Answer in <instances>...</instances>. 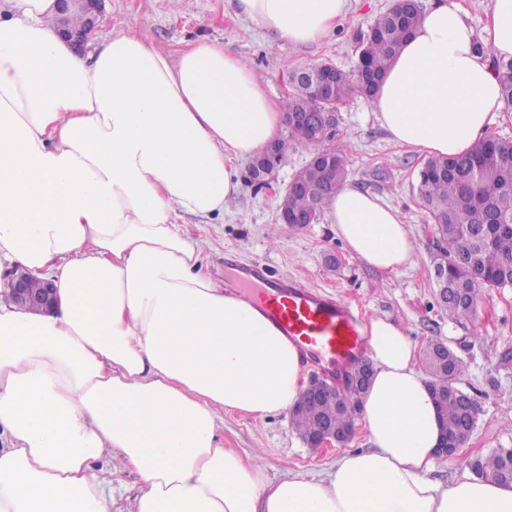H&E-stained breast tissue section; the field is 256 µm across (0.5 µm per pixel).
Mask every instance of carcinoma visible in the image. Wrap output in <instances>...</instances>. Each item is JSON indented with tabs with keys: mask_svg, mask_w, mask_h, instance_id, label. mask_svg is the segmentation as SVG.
Returning <instances> with one entry per match:
<instances>
[{
	"mask_svg": "<svg viewBox=\"0 0 512 512\" xmlns=\"http://www.w3.org/2000/svg\"><path fill=\"white\" fill-rule=\"evenodd\" d=\"M420 13L418 0H397L381 16L380 30L362 42L357 70L369 78L367 88L357 75L338 69L333 96L321 98L311 82L304 80L316 72L317 65L291 72L293 89L284 99L287 117L299 112H336L354 93L375 95ZM493 66L501 94L512 105V60H495ZM348 166L346 150L337 141L315 152L291 180L292 214L297 218L322 214L333 195V184L344 181ZM417 188L432 223L444 229L439 254L448 262L447 288L478 291L512 287V140L491 137L476 142L465 154L428 159L419 171ZM439 345V340L428 341L422 362L432 400L448 432L451 456L470 437L480 410L475 402L467 405L470 395L458 387L465 369L463 360L451 350L445 358L435 354L433 348ZM291 422L313 449L315 433L322 425L336 427V433L347 440L352 415L338 397L303 394L292 409ZM474 472L479 478L511 486L512 450L493 449L476 461Z\"/></svg>",
	"mask_w": 512,
	"mask_h": 512,
	"instance_id": "cac0c4a2",
	"label": "carcinoma"
}]
</instances>
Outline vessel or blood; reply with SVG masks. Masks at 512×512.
<instances>
[{
    "label": "vessel or blood",
    "instance_id": "vessel-or-blood-1",
    "mask_svg": "<svg viewBox=\"0 0 512 512\" xmlns=\"http://www.w3.org/2000/svg\"><path fill=\"white\" fill-rule=\"evenodd\" d=\"M225 287L257 289L258 308L317 369L335 381L364 358L365 322L349 303L327 297L297 280L269 276L264 265L239 266Z\"/></svg>",
    "mask_w": 512,
    "mask_h": 512
}]
</instances>
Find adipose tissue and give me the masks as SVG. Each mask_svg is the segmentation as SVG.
<instances>
[{
	"instance_id": "ef3b65f1",
	"label": "adipose tissue",
	"mask_w": 512,
	"mask_h": 512,
	"mask_svg": "<svg viewBox=\"0 0 512 512\" xmlns=\"http://www.w3.org/2000/svg\"><path fill=\"white\" fill-rule=\"evenodd\" d=\"M273 39L320 42L350 0H236ZM56 0H0V263L52 276L44 314L0 298V512H112L100 467L138 472L130 512H512V487L429 477L441 423L417 345L387 318L366 328L371 446L327 476L269 482L224 446L222 414L299 399L297 345L228 293L178 227L223 214L238 162L283 121L222 43L171 57L124 30L84 57L52 22ZM512 59V0L476 32L461 0H435L374 105L394 143L458 156L512 113L494 60ZM370 267L407 264L413 242L381 197L342 185L324 208Z\"/></svg>"
}]
</instances>
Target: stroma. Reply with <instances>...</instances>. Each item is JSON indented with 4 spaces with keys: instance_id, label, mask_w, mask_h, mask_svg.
<instances>
[{
    "instance_id": "stroma-1",
    "label": "stroma",
    "mask_w": 512,
    "mask_h": 512,
    "mask_svg": "<svg viewBox=\"0 0 512 512\" xmlns=\"http://www.w3.org/2000/svg\"><path fill=\"white\" fill-rule=\"evenodd\" d=\"M391 4L358 0L323 41L296 45L271 42L264 30L236 14L231 0H104L89 44L108 41L126 24L174 56L190 43L218 40L248 62L271 97L281 99L289 72L299 66L327 61L354 72L360 42ZM335 137L347 149L348 184L383 197L406 224L414 250L403 268L380 271L365 265L345 249L326 220L300 228L279 222L283 190L315 151L298 142L274 169L271 189L243 182L223 217L204 221L184 215L179 227L200 242L202 257L217 278H224L227 264L259 261L276 277L299 280L349 302L365 319L397 322L418 346L437 338L454 350L466 365L459 386L477 401L480 415L463 450L434 463L431 479L448 485L471 474L477 458L496 448H512V288L482 291L471 313L448 319L432 281L430 221L414 189L425 155L392 142L373 100L361 95L338 110ZM220 437L225 447L255 457L272 482L291 472L328 471L345 451L370 446L358 429L346 444L311 450L293 429L286 410L263 417L225 412Z\"/></svg>"
}]
</instances>
